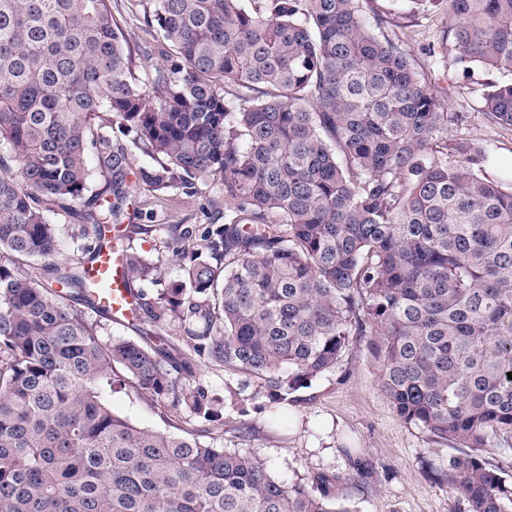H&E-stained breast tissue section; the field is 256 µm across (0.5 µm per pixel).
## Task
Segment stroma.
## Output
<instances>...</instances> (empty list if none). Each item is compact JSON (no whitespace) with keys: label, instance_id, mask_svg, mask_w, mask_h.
I'll use <instances>...</instances> for the list:
<instances>
[{"label":"stroma","instance_id":"obj_1","mask_svg":"<svg viewBox=\"0 0 512 512\" xmlns=\"http://www.w3.org/2000/svg\"><path fill=\"white\" fill-rule=\"evenodd\" d=\"M364 16L372 30L399 40L452 111L467 113L459 137L488 144V173L506 177L512 170V129L490 124L479 107L488 87L512 81V73L455 64L445 6L416 12L407 0H366ZM137 194L158 224H203L224 207L204 182L191 198L163 195L143 184ZM371 341L368 335L354 340L334 370L296 392L295 403L284 406L259 396L246 402V415L227 411L205 427L132 387L116 389L109 400L114 412L137 425L200 433L202 441L263 459L282 479L344 474L364 463L369 475L352 492L357 512H460L453 486L436 482L430 471L445 463L447 450H433L425 434L396 415L380 391Z\"/></svg>","mask_w":512,"mask_h":512}]
</instances>
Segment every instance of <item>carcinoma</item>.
Wrapping results in <instances>:
<instances>
[{"mask_svg":"<svg viewBox=\"0 0 512 512\" xmlns=\"http://www.w3.org/2000/svg\"><path fill=\"white\" fill-rule=\"evenodd\" d=\"M140 62L112 0H0V512H355L359 475L278 479L237 448L138 426L130 381L215 421L290 395L380 336V388L453 453L465 512H512V180L361 0H136ZM454 63L512 72V0H448ZM481 112L512 128V82ZM139 151L152 164L132 171ZM224 223L146 224L133 182ZM163 231L181 278L135 294L139 340L100 339L87 265ZM85 258L59 264L64 243ZM126 287L159 265L123 249ZM80 302L75 306L74 302ZM178 324L175 332L170 326ZM229 377L220 399L201 363Z\"/></svg>","mask_w":512,"mask_h":512,"instance_id":"cac0c4a2","label":"carcinoma"}]
</instances>
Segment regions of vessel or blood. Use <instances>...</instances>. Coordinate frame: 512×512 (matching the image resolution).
I'll list each match as a JSON object with an SVG mask.
<instances>
[{
    "label": "vessel or blood",
    "mask_w": 512,
    "mask_h": 512,
    "mask_svg": "<svg viewBox=\"0 0 512 512\" xmlns=\"http://www.w3.org/2000/svg\"><path fill=\"white\" fill-rule=\"evenodd\" d=\"M88 276L94 285L104 287L100 306L109 312L113 321L132 319L134 297L125 286L123 256L116 247H104L88 267Z\"/></svg>",
    "instance_id": "obj_1"
}]
</instances>
